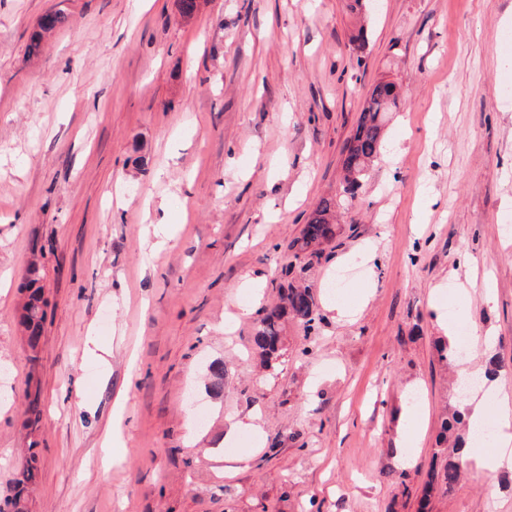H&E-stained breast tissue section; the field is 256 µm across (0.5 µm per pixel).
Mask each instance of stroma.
<instances>
[{
	"instance_id": "1",
	"label": "stroma",
	"mask_w": 512,
	"mask_h": 512,
	"mask_svg": "<svg viewBox=\"0 0 512 512\" xmlns=\"http://www.w3.org/2000/svg\"><path fill=\"white\" fill-rule=\"evenodd\" d=\"M352 3L0 0V502L32 446L29 512H512V469L469 459L424 492L446 415L466 399L493 420L512 395V0ZM54 11L66 24L29 53ZM382 80L401 89L382 153L308 261L301 230ZM355 260L361 281L332 294ZM289 265L316 328L286 319L264 364L251 336ZM448 323L472 331L453 367ZM39 280V269L30 268L21 286V290L27 294V303L19 315V323L27 334L28 346L33 352V355H30V361L33 363L39 359L36 350L40 343L48 308V300L44 297L43 289L37 286Z\"/></svg>"
}]
</instances>
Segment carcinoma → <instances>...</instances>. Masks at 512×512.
Here are the masks:
<instances>
[{
    "label": "carcinoma",
    "instance_id": "1",
    "mask_svg": "<svg viewBox=\"0 0 512 512\" xmlns=\"http://www.w3.org/2000/svg\"><path fill=\"white\" fill-rule=\"evenodd\" d=\"M66 22V16L60 12L48 13L39 22L38 31L31 39V49L40 48L44 35ZM399 90L395 83L380 81L376 83L366 99L357 126L351 137L347 153L343 160L344 182L340 200L323 199L314 210L302 229V246L322 245L336 238V224L333 223V212L339 202L352 203L357 197L367 167L380 154L384 137L385 114L396 107ZM39 283V269L31 268L22 283V291L27 294V303L19 315V323L27 334L28 346L33 351L31 362H36L37 350L46 318L48 300ZM293 315L305 324L307 332H312L316 323V311L312 296L306 288H298L292 284L280 289L279 302L262 311L253 334L254 349L264 358L274 355L281 344L283 323L288 315ZM210 381L208 392L215 398L224 393V364L214 362L208 365ZM467 422L465 414L454 412L443 419L438 434V443H452L453 451L444 459L439 467L430 474L428 489L437 485L448 491L460 480L462 475L463 452L466 447ZM39 470L35 456H30L17 469L14 481V494L0 505V512H25L29 490L37 483Z\"/></svg>",
    "mask_w": 512,
    "mask_h": 512
}]
</instances>
